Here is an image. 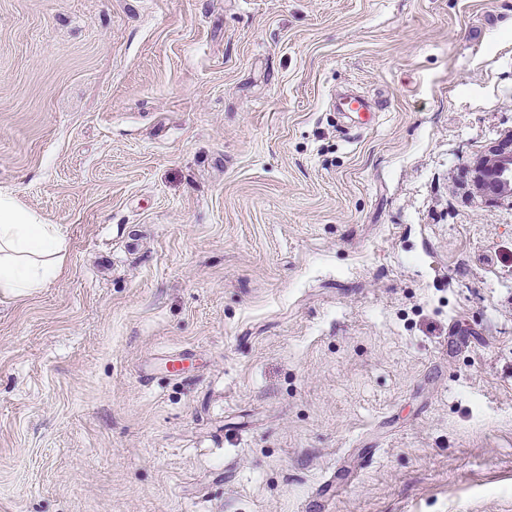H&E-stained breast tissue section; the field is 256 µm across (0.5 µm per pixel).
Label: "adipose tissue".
<instances>
[{
  "instance_id": "ef3b65f1",
  "label": "adipose tissue",
  "mask_w": 512,
  "mask_h": 512,
  "mask_svg": "<svg viewBox=\"0 0 512 512\" xmlns=\"http://www.w3.org/2000/svg\"><path fill=\"white\" fill-rule=\"evenodd\" d=\"M64 228L0 193V298L32 296L62 273Z\"/></svg>"
}]
</instances>
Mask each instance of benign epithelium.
Returning <instances> with one entry per match:
<instances>
[{
  "label": "benign epithelium",
  "mask_w": 512,
  "mask_h": 512,
  "mask_svg": "<svg viewBox=\"0 0 512 512\" xmlns=\"http://www.w3.org/2000/svg\"><path fill=\"white\" fill-rule=\"evenodd\" d=\"M472 184L491 200L512 198V134L490 145L468 166Z\"/></svg>",
  "instance_id": "1"
}]
</instances>
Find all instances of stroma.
<instances>
[{
  "label": "stroma",
  "mask_w": 512,
  "mask_h": 512,
  "mask_svg": "<svg viewBox=\"0 0 512 512\" xmlns=\"http://www.w3.org/2000/svg\"><path fill=\"white\" fill-rule=\"evenodd\" d=\"M511 132L512 0H0V512H507ZM474 188L491 200L512 198V134L490 145L468 166ZM64 228L0 193V298L32 296L62 273Z\"/></svg>",
  "instance_id": "stroma-1"
}]
</instances>
